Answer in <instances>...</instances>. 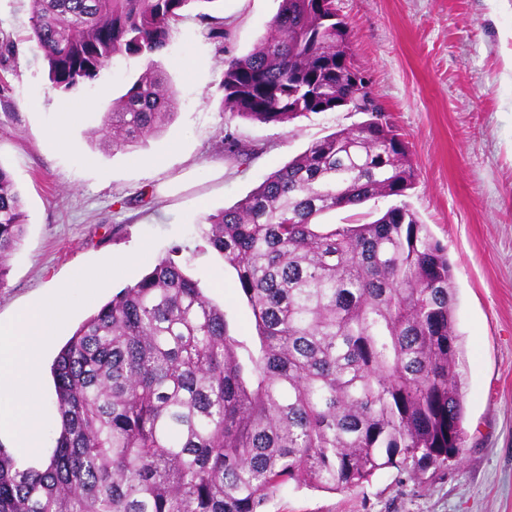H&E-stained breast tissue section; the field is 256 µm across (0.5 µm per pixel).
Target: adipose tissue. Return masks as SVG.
Masks as SVG:
<instances>
[{
    "instance_id": "adipose-tissue-1",
    "label": "adipose tissue",
    "mask_w": 512,
    "mask_h": 512,
    "mask_svg": "<svg viewBox=\"0 0 512 512\" xmlns=\"http://www.w3.org/2000/svg\"><path fill=\"white\" fill-rule=\"evenodd\" d=\"M69 314L66 298L57 296L0 324V389L8 388L12 398L0 416V428H9L19 447L41 445L47 409L40 390V358Z\"/></svg>"
}]
</instances>
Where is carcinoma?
Wrapping results in <instances>:
<instances>
[{
	"mask_svg": "<svg viewBox=\"0 0 512 512\" xmlns=\"http://www.w3.org/2000/svg\"><path fill=\"white\" fill-rule=\"evenodd\" d=\"M216 0H32L30 40L64 93L116 57L165 50L193 4ZM335 0H280L265 35L224 59V110L285 123L360 109L350 32ZM175 91L144 70L103 113L114 150L146 145ZM240 165L258 149L224 138ZM416 171L383 114L312 142L201 238L237 276L256 336L169 257L85 319L51 368L55 446L24 466L0 446V512H263L288 480L350 490L395 469L424 474L463 451L465 417L447 249L404 201ZM396 197L364 224L320 223ZM26 228L0 165V286Z\"/></svg>",
	"mask_w": 512,
	"mask_h": 512,
	"instance_id": "obj_1",
	"label": "carcinoma"
}]
</instances>
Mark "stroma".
Returning a JSON list of instances; mask_svg holds the SVG:
<instances>
[{
  "instance_id": "stroma-1",
  "label": "stroma",
  "mask_w": 512,
  "mask_h": 512,
  "mask_svg": "<svg viewBox=\"0 0 512 512\" xmlns=\"http://www.w3.org/2000/svg\"><path fill=\"white\" fill-rule=\"evenodd\" d=\"M351 29V52L409 147L417 170L408 201L448 248L462 339L465 448L414 478L386 471L348 491L288 482L265 512H512V0H336ZM279 0H220L228 30L214 39L189 8L154 61L115 58L78 92L50 84L30 41V0H0V166L20 192L27 225L0 287V322L53 293L75 267L102 271L93 295L68 291L65 343L78 325L137 281L147 264L107 275L111 261L148 248L176 263L223 307L237 335L255 322L232 268L202 241L198 224L256 188L313 141L362 121L318 112L285 124L225 112L226 54H246L267 30ZM198 70L187 77L186 57ZM177 91L172 120L149 138L135 166L128 153L90 140L98 98L125 93L148 64ZM84 110H72L77 101ZM66 125L67 142L50 130ZM254 145L239 165L225 136Z\"/></svg>"
}]
</instances>
